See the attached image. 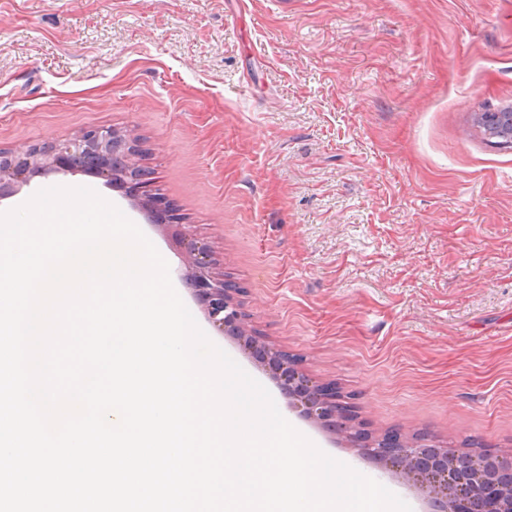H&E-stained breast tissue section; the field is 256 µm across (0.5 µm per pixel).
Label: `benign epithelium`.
<instances>
[{
    "label": "benign epithelium",
    "instance_id": "7a95c632",
    "mask_svg": "<svg viewBox=\"0 0 512 512\" xmlns=\"http://www.w3.org/2000/svg\"><path fill=\"white\" fill-rule=\"evenodd\" d=\"M485 119L487 131L512 137L511 107L487 112ZM136 155L131 134L100 128L84 129L63 146L35 144L0 151V200L38 174L89 173L109 186L124 188L131 205L183 248L186 265L180 278L192 289L210 322L220 332L236 337L245 351L268 363L290 405L308 419L359 442L363 453L402 474L426 493L430 512H512V504L499 494L502 484L512 487V459L487 451L478 455L457 453L436 444L408 445L396 435L371 443L353 430L344 417L349 406L337 399L334 389L312 384L287 351L267 347L249 331L246 314L236 300L239 288L217 271L206 247L187 239L181 225L171 223L160 212L159 199L142 190L138 178L131 175L137 167Z\"/></svg>",
    "mask_w": 512,
    "mask_h": 512
}]
</instances>
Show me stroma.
Returning <instances> with one entry per match:
<instances>
[{"label": "stroma", "instance_id": "stroma-1", "mask_svg": "<svg viewBox=\"0 0 512 512\" xmlns=\"http://www.w3.org/2000/svg\"><path fill=\"white\" fill-rule=\"evenodd\" d=\"M512 0H0V150L133 132L149 193L242 289L248 323L373 438L512 458ZM209 339L325 453L423 494L288 406L206 318L184 253L119 189ZM487 120L486 128L488 133H499L504 135L505 139L512 136V108H505L502 112L485 113Z\"/></svg>", "mask_w": 512, "mask_h": 512}]
</instances>
